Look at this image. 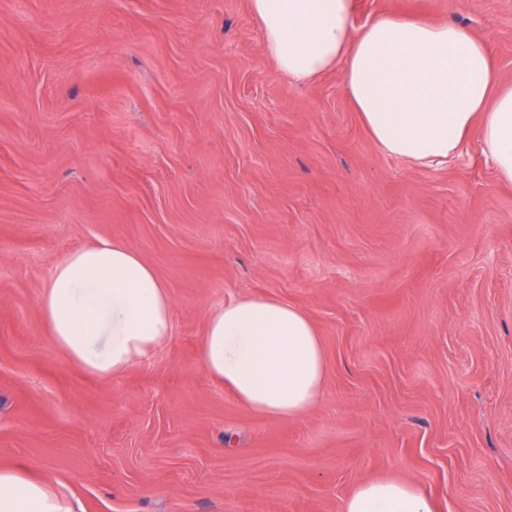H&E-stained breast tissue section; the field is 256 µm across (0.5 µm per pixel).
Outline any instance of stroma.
<instances>
[{
  "mask_svg": "<svg viewBox=\"0 0 512 512\" xmlns=\"http://www.w3.org/2000/svg\"><path fill=\"white\" fill-rule=\"evenodd\" d=\"M455 21L512 83V0H354ZM107 238L172 302L169 338L100 378L38 306ZM303 309L320 403L261 415L199 363L211 314ZM83 512H340L361 480L512 512V186L472 132L452 164L382 153L330 71L297 85L250 0H0V467Z\"/></svg>",
  "mask_w": 512,
  "mask_h": 512,
  "instance_id": "obj_1",
  "label": "stroma"
}]
</instances>
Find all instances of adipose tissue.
<instances>
[{"mask_svg":"<svg viewBox=\"0 0 512 512\" xmlns=\"http://www.w3.org/2000/svg\"><path fill=\"white\" fill-rule=\"evenodd\" d=\"M263 47L293 82L338 70L378 148L420 166L455 160L472 129L500 182L512 185V85L496 81L487 44L453 22L379 14L353 24V0H250ZM57 346L87 372L127 370L171 332L172 304L136 251L100 239L60 260L39 297ZM205 372L239 401L277 419L320 401L325 356L301 308L264 297L224 304L202 339ZM47 479L20 465L0 468V512H78ZM341 512H438L425 490L383 477L359 481Z\"/></svg>","mask_w":512,"mask_h":512,"instance_id":"obj_1","label":"adipose tissue"}]
</instances>
